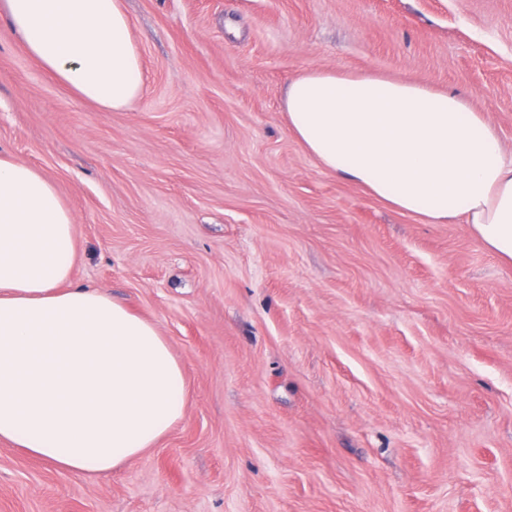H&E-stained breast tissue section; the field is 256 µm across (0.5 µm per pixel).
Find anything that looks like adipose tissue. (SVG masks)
Masks as SVG:
<instances>
[{"mask_svg": "<svg viewBox=\"0 0 512 512\" xmlns=\"http://www.w3.org/2000/svg\"><path fill=\"white\" fill-rule=\"evenodd\" d=\"M29 55L80 98L128 108L145 72L121 0H0ZM288 127L332 174L398 211L469 224L512 262V149L491 120L426 84L307 68ZM70 209L43 173L0 155V441L75 474L110 471L184 416V371L157 327L74 285Z\"/></svg>", "mask_w": 512, "mask_h": 512, "instance_id": "adipose-tissue-1", "label": "adipose tissue"}]
</instances>
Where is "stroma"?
Returning <instances> with one entry per match:
<instances>
[{"label": "stroma", "instance_id": "obj_1", "mask_svg": "<svg viewBox=\"0 0 512 512\" xmlns=\"http://www.w3.org/2000/svg\"><path fill=\"white\" fill-rule=\"evenodd\" d=\"M146 75L81 99L0 20V152L48 176L73 282L153 322L184 418L78 476L0 442V512H512V264L288 128L309 67L455 93L512 147V0H123Z\"/></svg>", "mask_w": 512, "mask_h": 512}]
</instances>
